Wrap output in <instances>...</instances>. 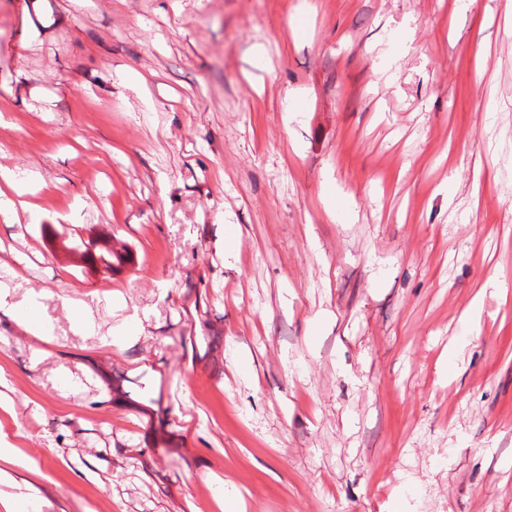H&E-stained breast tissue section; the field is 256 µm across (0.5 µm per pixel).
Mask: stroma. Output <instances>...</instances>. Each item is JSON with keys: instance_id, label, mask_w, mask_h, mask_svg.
<instances>
[{"instance_id": "stroma-1", "label": "stroma", "mask_w": 512, "mask_h": 512, "mask_svg": "<svg viewBox=\"0 0 512 512\" xmlns=\"http://www.w3.org/2000/svg\"><path fill=\"white\" fill-rule=\"evenodd\" d=\"M0 167L42 512H512V0H0ZM0 314L17 323L26 333L51 342V325L47 318L35 315L31 310L40 303L29 299L26 303L13 300L12 292L6 284H0Z\"/></svg>"}]
</instances>
